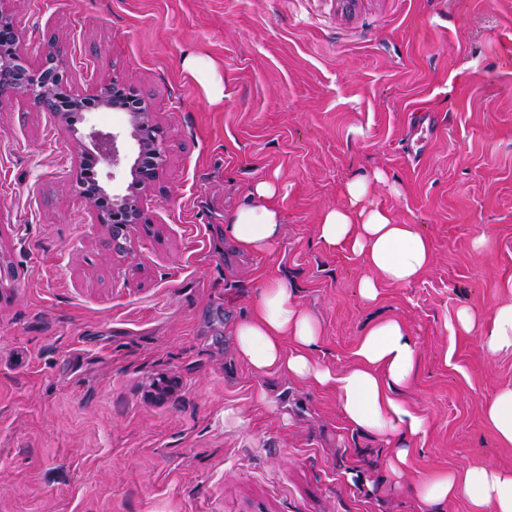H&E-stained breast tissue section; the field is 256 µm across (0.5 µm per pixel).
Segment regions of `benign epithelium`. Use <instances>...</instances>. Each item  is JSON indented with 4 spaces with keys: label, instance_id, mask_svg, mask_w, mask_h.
Instances as JSON below:
<instances>
[{
    "label": "benign epithelium",
    "instance_id": "obj_1",
    "mask_svg": "<svg viewBox=\"0 0 512 512\" xmlns=\"http://www.w3.org/2000/svg\"><path fill=\"white\" fill-rule=\"evenodd\" d=\"M10 2L0 0V43L9 46V52L0 54V99L22 97L34 107L52 113L60 122L68 121L72 112L84 111V102L89 100L99 108L127 103L124 110L129 116L128 136L134 141L132 157L121 155L118 146L121 133L93 128L88 134L90 151L108 167V180H115V170L122 166L123 160L130 159L128 173L124 174L128 182L116 188L98 189L108 202V208L101 210V221L111 226L113 249L124 252L128 229L140 223L143 199L167 165L168 147L155 123L154 112L144 98L116 79L97 86L90 94L72 96L68 108H63L58 90L67 81V72L59 49L55 43H47L41 49V63L32 66L27 55L16 48Z\"/></svg>",
    "mask_w": 512,
    "mask_h": 512
}]
</instances>
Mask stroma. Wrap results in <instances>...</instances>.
I'll return each instance as SVG.
<instances>
[{"label":"stroma","instance_id":"1","mask_svg":"<svg viewBox=\"0 0 512 512\" xmlns=\"http://www.w3.org/2000/svg\"><path fill=\"white\" fill-rule=\"evenodd\" d=\"M31 61L55 42L67 91L112 76L149 102L169 148L126 252L82 194L88 124L0 100V512H469L395 481L392 445L333 391L240 359L234 329L277 277L318 320L334 370L373 323L403 321L419 364L401 390L428 419L416 475L512 466L484 403L512 353L452 333L459 308L512 302V0H13ZM214 62L226 96L183 67ZM431 119L419 155L413 115ZM420 225L432 265L358 294L364 269L318 238L343 186ZM278 174L284 224L266 254L224 226ZM484 246H476L478 237Z\"/></svg>","mask_w":512,"mask_h":512}]
</instances>
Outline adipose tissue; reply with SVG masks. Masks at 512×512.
I'll use <instances>...</instances> for the list:
<instances>
[{
	"instance_id": "adipose-tissue-1",
	"label": "adipose tissue",
	"mask_w": 512,
	"mask_h": 512,
	"mask_svg": "<svg viewBox=\"0 0 512 512\" xmlns=\"http://www.w3.org/2000/svg\"><path fill=\"white\" fill-rule=\"evenodd\" d=\"M385 180L380 171L350 179L344 188L347 205L324 210L318 224L326 246L348 250L365 268L359 293L368 302L379 300L383 285L412 284L433 261L431 241L419 226L399 223L389 209L370 198V183ZM279 195L277 177L250 185L227 227L240 248L261 253L276 245L283 224ZM456 327L480 336L488 354L512 352V302L497 306L487 318L462 307ZM320 334L319 323L287 283L271 277L263 280L250 314L234 331L239 357L254 369L330 388L349 425L395 442L387 467L396 479H404L415 464L414 445L424 440L428 429L426 417L411 410L398 391L419 364L407 328L396 318L377 322L362 335L352 365L342 371L313 360ZM417 493L428 505L463 497L470 512H512V468L473 464L434 472L418 480Z\"/></svg>"
}]
</instances>
